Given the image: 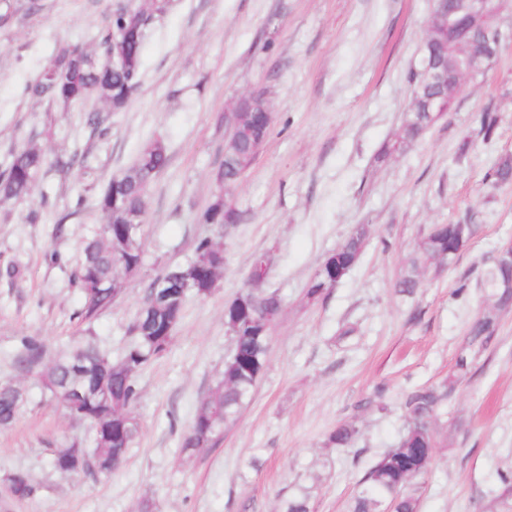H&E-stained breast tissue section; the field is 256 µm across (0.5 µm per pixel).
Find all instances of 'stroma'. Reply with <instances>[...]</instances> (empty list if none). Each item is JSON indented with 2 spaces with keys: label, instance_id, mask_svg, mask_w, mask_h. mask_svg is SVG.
I'll return each instance as SVG.
<instances>
[{
  "label": "stroma",
  "instance_id": "obj_1",
  "mask_svg": "<svg viewBox=\"0 0 512 512\" xmlns=\"http://www.w3.org/2000/svg\"><path fill=\"white\" fill-rule=\"evenodd\" d=\"M115 3L0 0V170L31 143L47 157L36 193L0 205V382L27 394L0 428V479L22 471L36 488L23 501L0 498V512H139L146 499L158 512H280L304 491L311 512H349L365 472L405 431V394L453 374L489 304L482 273L512 242V185L484 180L512 154V7L500 13L505 41L485 76L411 149L380 162L409 103L432 0H169L124 110L100 112L95 127L80 107L32 98L41 66L63 48H93ZM257 89L271 131L235 191L243 219L221 235L198 215L224 158V114ZM488 104L499 115L495 135L458 157ZM152 139L169 164L149 188L143 264L93 323L96 343L122 354L149 283L188 264L198 238L219 237L224 268L208 297L188 296L167 352L138 374L139 433L122 466L63 474L49 460L89 445L88 424L15 358L28 337L45 365L83 340L75 272L85 237L104 221L99 195ZM467 212L476 231L454 264L426 270L415 295L397 294L420 236ZM358 224L370 230L361 261L309 302L318 266ZM263 253L267 286L284 304L263 374L219 443L185 455L182 439L233 349L224 306ZM345 324L356 332L337 340ZM344 420L359 429L355 443L325 447ZM433 427L439 443L417 484L418 512H506L497 498L512 475V310Z\"/></svg>",
  "mask_w": 512,
  "mask_h": 512
}]
</instances>
